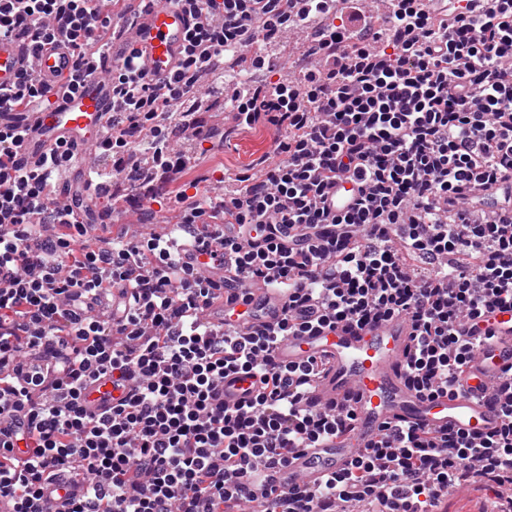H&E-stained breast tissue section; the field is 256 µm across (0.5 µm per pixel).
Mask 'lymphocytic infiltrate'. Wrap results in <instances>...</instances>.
Segmentation results:
<instances>
[{"mask_svg":"<svg viewBox=\"0 0 512 512\" xmlns=\"http://www.w3.org/2000/svg\"><path fill=\"white\" fill-rule=\"evenodd\" d=\"M171 2L194 18L173 74L154 81L131 53L113 65L117 117L83 157L92 179L145 189L169 226L90 244L87 197L56 186L76 149L29 169L21 124L0 122V498L14 512H440L449 489L486 482L483 512H512V370L492 386L496 431L395 423L319 485L286 488L291 455L355 425L349 407L312 404L322 362L275 359L286 337L404 316L407 382L456 393L489 339L483 316L512 308V210L477 224L466 208L512 181V0H385L382 26L360 0ZM139 7L0 0V37L34 53L66 41L75 91ZM286 33L317 43L297 77L267 57ZM242 51L264 80L225 81V55ZM213 80L237 129L271 139L230 194L224 176H186L215 130L170 120ZM2 103L54 106L31 72ZM341 181L355 197L329 210ZM221 253L217 282L202 269ZM259 281L287 293L278 323L243 335L203 319L218 291ZM237 374L261 390L229 409L219 395ZM99 376L129 392L96 415L83 391Z\"/></svg>","mask_w":512,"mask_h":512,"instance_id":"f902f5d3","label":"lymphocytic infiltrate"}]
</instances>
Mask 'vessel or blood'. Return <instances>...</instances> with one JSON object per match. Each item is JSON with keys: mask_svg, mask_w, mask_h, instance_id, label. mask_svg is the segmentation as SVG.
I'll return each instance as SVG.
<instances>
[{"mask_svg": "<svg viewBox=\"0 0 512 512\" xmlns=\"http://www.w3.org/2000/svg\"><path fill=\"white\" fill-rule=\"evenodd\" d=\"M191 17L164 0H146L133 27V47L147 74L156 80L173 72L184 45ZM76 65L70 45L58 43L31 56L26 44L0 39V88H13L22 74L35 71L52 90L57 104L49 111L29 107L23 117L27 133L19 155L31 168L39 167L46 151L57 142L68 141L79 150H93L94 135L104 134L113 113L112 87L102 79L90 80L78 93L60 94L62 81ZM512 202V184L504 183L474 200L476 219H483ZM285 298L272 287H246L225 291L205 309L214 324L227 320L229 312L240 313V332L274 325L282 316ZM485 328L495 340L479 352L458 380L459 391L450 397L431 398L411 389L401 364L411 346L413 329L408 320L396 316L370 329L351 325L320 328L304 336H291L276 348L280 362L295 364L317 358L327 369L316 381L312 397L322 407L347 405L356 419V430L348 437L331 438L320 447L309 448L290 458L279 483L304 481L314 485L342 469L359 448L393 423L419 425L432 430L448 428L472 432L498 429L502 415L487 393L492 375L512 365V310H497L485 317ZM259 388L256 379L243 375L224 380V404L239 405ZM124 396L112 378L100 377L84 391L87 409L99 413Z\"/></svg>", "mask_w": 512, "mask_h": 512, "instance_id": "obj_1", "label": "vessel or blood"}]
</instances>
